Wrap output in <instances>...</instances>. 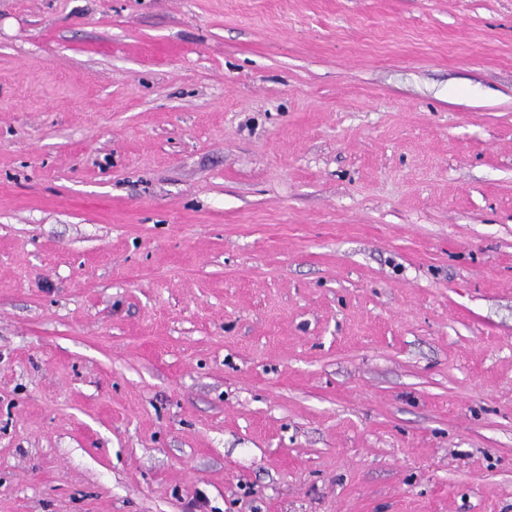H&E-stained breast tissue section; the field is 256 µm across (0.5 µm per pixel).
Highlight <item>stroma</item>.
Listing matches in <instances>:
<instances>
[{
    "mask_svg": "<svg viewBox=\"0 0 512 512\" xmlns=\"http://www.w3.org/2000/svg\"><path fill=\"white\" fill-rule=\"evenodd\" d=\"M0 512H512V0H0Z\"/></svg>",
    "mask_w": 512,
    "mask_h": 512,
    "instance_id": "stroma-1",
    "label": "stroma"
}]
</instances>
